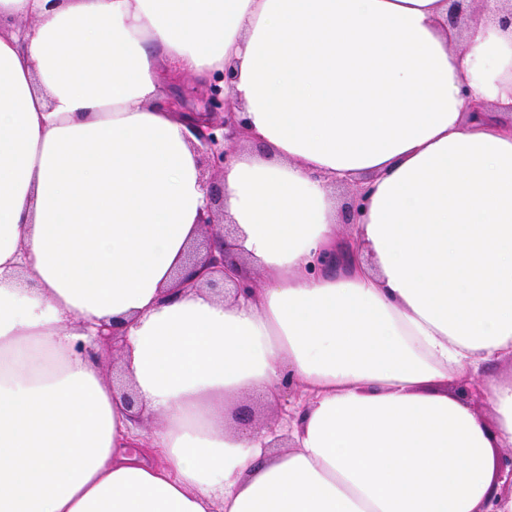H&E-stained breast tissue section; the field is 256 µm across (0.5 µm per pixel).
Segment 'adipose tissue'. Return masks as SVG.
I'll use <instances>...</instances> for the list:
<instances>
[{
  "label": "adipose tissue",
  "mask_w": 512,
  "mask_h": 512,
  "mask_svg": "<svg viewBox=\"0 0 512 512\" xmlns=\"http://www.w3.org/2000/svg\"><path fill=\"white\" fill-rule=\"evenodd\" d=\"M448 8L0 0L34 20L0 34V512H484L512 378L480 383L487 420L451 388L512 355V25ZM228 68L275 156L223 173L252 288L171 299L207 198L166 101ZM342 179L367 190L347 242ZM104 323L122 388L89 354ZM291 384L284 426L231 428Z\"/></svg>",
  "instance_id": "ef3b65f1"
}]
</instances>
